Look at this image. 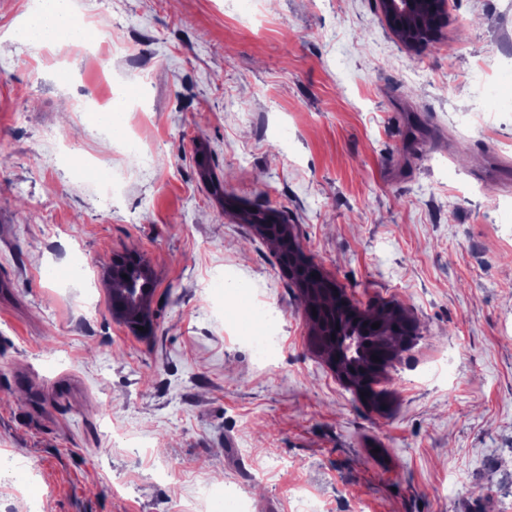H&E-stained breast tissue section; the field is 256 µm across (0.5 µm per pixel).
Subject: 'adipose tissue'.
<instances>
[{"label": "adipose tissue", "instance_id": "obj_1", "mask_svg": "<svg viewBox=\"0 0 512 512\" xmlns=\"http://www.w3.org/2000/svg\"><path fill=\"white\" fill-rule=\"evenodd\" d=\"M73 0H35L34 8L19 29L20 36L38 46L56 51L86 42L92 37L90 28L74 26L71 16Z\"/></svg>", "mask_w": 512, "mask_h": 512}]
</instances>
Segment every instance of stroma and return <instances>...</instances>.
Wrapping results in <instances>:
<instances>
[{"mask_svg": "<svg viewBox=\"0 0 512 512\" xmlns=\"http://www.w3.org/2000/svg\"><path fill=\"white\" fill-rule=\"evenodd\" d=\"M29 2L0 0V512H198L237 484L252 512H512V0H449L420 52L377 0H77L97 42L64 57L14 38ZM247 207L417 324L387 410L316 352ZM127 254L145 335L112 315ZM261 303L267 363L239 333Z\"/></svg>", "mask_w": 512, "mask_h": 512, "instance_id": "35a3bbf8", "label": "stroma"}]
</instances>
